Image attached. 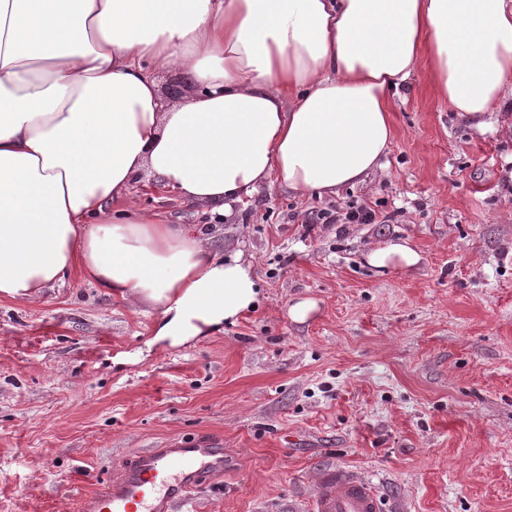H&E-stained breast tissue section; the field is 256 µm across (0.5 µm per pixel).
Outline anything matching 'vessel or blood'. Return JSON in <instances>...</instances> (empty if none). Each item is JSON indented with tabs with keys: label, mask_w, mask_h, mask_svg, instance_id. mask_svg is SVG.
<instances>
[{
	"label": "vessel or blood",
	"mask_w": 512,
	"mask_h": 512,
	"mask_svg": "<svg viewBox=\"0 0 512 512\" xmlns=\"http://www.w3.org/2000/svg\"><path fill=\"white\" fill-rule=\"evenodd\" d=\"M220 440H179L132 453L118 475L80 497L77 512H175L192 491L224 475ZM309 512H379L374 486L345 468L320 471Z\"/></svg>",
	"instance_id": "vessel-or-blood-1"
}]
</instances>
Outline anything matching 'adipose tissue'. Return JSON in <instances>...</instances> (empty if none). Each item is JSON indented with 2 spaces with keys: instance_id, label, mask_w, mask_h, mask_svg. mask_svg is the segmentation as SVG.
<instances>
[{
  "instance_id": "1",
  "label": "adipose tissue",
  "mask_w": 512,
  "mask_h": 512,
  "mask_svg": "<svg viewBox=\"0 0 512 512\" xmlns=\"http://www.w3.org/2000/svg\"><path fill=\"white\" fill-rule=\"evenodd\" d=\"M419 71L485 128L512 102V0H0V299L77 269L155 311V341L235 324L251 264L147 212L136 176L219 215L272 179L338 194L382 169ZM162 73L189 95L163 100ZM420 260L405 239L366 255Z\"/></svg>"
}]
</instances>
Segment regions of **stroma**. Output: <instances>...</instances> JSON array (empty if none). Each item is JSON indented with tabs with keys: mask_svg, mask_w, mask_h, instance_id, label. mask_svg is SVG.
<instances>
[{
	"mask_svg": "<svg viewBox=\"0 0 512 512\" xmlns=\"http://www.w3.org/2000/svg\"><path fill=\"white\" fill-rule=\"evenodd\" d=\"M387 166L338 195L262 185L221 217L142 175L146 208L205 226L264 283L222 333L153 343L155 313L72 272L0 299V512H73L137 449L218 438L221 485L185 512H307L326 466L382 512H512V131L478 130L424 79L394 100ZM388 224H320L349 203ZM422 260L380 271L388 239ZM316 301L306 322L291 303Z\"/></svg>",
	"mask_w": 512,
	"mask_h": 512,
	"instance_id": "1",
	"label": "stroma"
}]
</instances>
